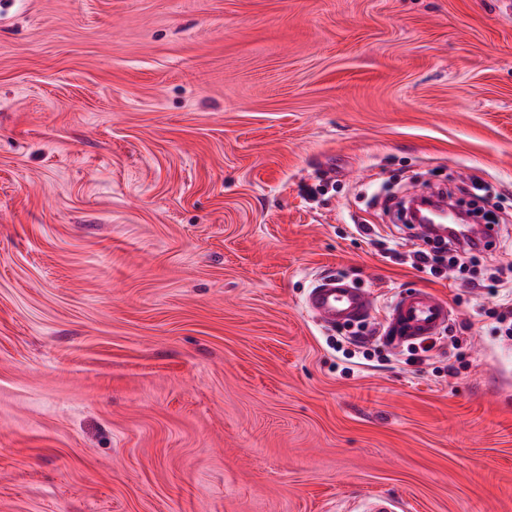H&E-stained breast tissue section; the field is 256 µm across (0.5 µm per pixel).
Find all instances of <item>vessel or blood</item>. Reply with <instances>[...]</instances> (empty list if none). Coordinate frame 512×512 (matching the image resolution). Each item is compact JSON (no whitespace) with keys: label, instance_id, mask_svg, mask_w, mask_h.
I'll return each instance as SVG.
<instances>
[{"label":"vessel or blood","instance_id":"1","mask_svg":"<svg viewBox=\"0 0 512 512\" xmlns=\"http://www.w3.org/2000/svg\"><path fill=\"white\" fill-rule=\"evenodd\" d=\"M305 307L318 323L333 327L367 317L374 301L369 291L328 274L310 289ZM449 316V305L441 297L428 290H416L396 297L386 321L395 331L394 343L400 345L434 336L447 325Z\"/></svg>","mask_w":512,"mask_h":512}]
</instances>
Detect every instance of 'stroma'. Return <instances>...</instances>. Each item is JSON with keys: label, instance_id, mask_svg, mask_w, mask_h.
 Wrapping results in <instances>:
<instances>
[{"label": "stroma", "instance_id": "35a3bbf8", "mask_svg": "<svg viewBox=\"0 0 512 512\" xmlns=\"http://www.w3.org/2000/svg\"><path fill=\"white\" fill-rule=\"evenodd\" d=\"M447 182L497 243L436 277L369 197ZM511 249L512 0H0V512H512L472 286ZM325 274L371 359L305 310ZM418 289L422 362L383 326ZM305 307L318 323L335 327L367 317L374 301L369 291L351 287L345 280L328 274L310 288ZM449 305L428 290L401 293L389 306L385 316L390 336L397 345L434 336L448 323Z\"/></svg>", "mask_w": 512, "mask_h": 512}]
</instances>
